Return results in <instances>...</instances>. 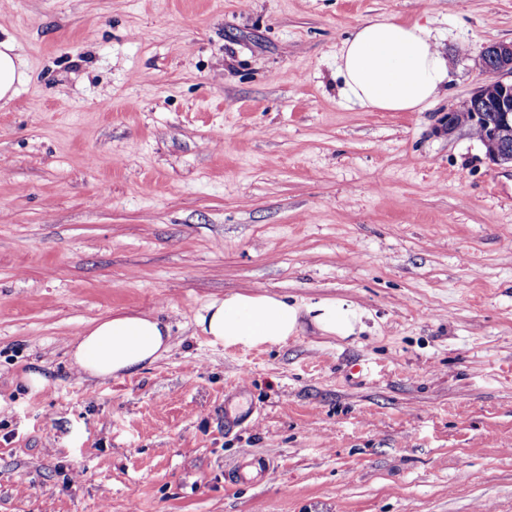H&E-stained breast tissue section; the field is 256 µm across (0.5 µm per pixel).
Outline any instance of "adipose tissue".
Segmentation results:
<instances>
[{
	"label": "adipose tissue",
	"mask_w": 512,
	"mask_h": 512,
	"mask_svg": "<svg viewBox=\"0 0 512 512\" xmlns=\"http://www.w3.org/2000/svg\"><path fill=\"white\" fill-rule=\"evenodd\" d=\"M338 73L346 97L360 107L416 112L442 94L450 66L431 31L419 23L372 18L358 25L341 47ZM322 330L346 336L360 313L343 302L290 304L272 294H233L211 302L198 325L215 344L256 348L286 343L301 313ZM170 327L154 316L116 315L95 322L71 341L72 366L80 377L107 379L152 365L170 348Z\"/></svg>",
	"instance_id": "adipose-tissue-1"
}]
</instances>
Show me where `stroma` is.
<instances>
[{"label":"stroma","instance_id":"1","mask_svg":"<svg viewBox=\"0 0 512 512\" xmlns=\"http://www.w3.org/2000/svg\"><path fill=\"white\" fill-rule=\"evenodd\" d=\"M377 15L448 56L421 111L341 92ZM6 39L0 512H512V169L445 129L512 0H0ZM234 293L361 322L212 344ZM115 313L169 351L79 380L69 340ZM23 78L22 64L14 54L13 44L8 40L0 42V102L3 105L13 99ZM305 312L313 315L314 323L322 330L348 336L358 322H361L362 314L352 305L345 302H319L304 306Z\"/></svg>","mask_w":512,"mask_h":512}]
</instances>
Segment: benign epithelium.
<instances>
[{
    "instance_id": "1",
    "label": "benign epithelium",
    "mask_w": 512,
    "mask_h": 512,
    "mask_svg": "<svg viewBox=\"0 0 512 512\" xmlns=\"http://www.w3.org/2000/svg\"><path fill=\"white\" fill-rule=\"evenodd\" d=\"M482 69L495 73L494 84L480 83L459 107L448 112L445 130L452 135L467 128L481 130L487 159L512 167V42L492 43L484 48Z\"/></svg>"
}]
</instances>
